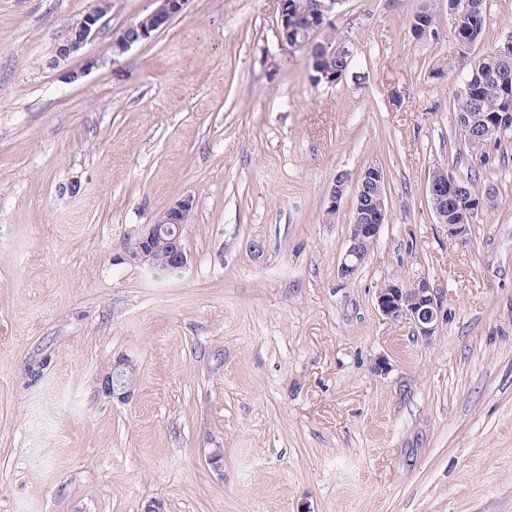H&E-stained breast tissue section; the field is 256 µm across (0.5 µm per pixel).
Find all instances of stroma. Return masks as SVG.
<instances>
[{
    "mask_svg": "<svg viewBox=\"0 0 512 512\" xmlns=\"http://www.w3.org/2000/svg\"><path fill=\"white\" fill-rule=\"evenodd\" d=\"M96 4L0 0V512H512V137L484 165L459 138L447 0H340L314 36L352 51L333 85L279 0H187L120 54L156 4L109 0L57 59ZM371 164L389 220L344 279L329 192ZM437 167L490 194L466 243ZM186 195L189 266L155 277L127 251ZM396 277L441 296L432 341L379 312ZM105 6L97 5L85 13L68 31L65 40L57 47L56 53L60 58H68L77 53L96 34L101 20L106 12ZM462 183L468 189L465 198H460L456 202L448 201V173L443 168L437 167L433 170L427 187L431 208L437 222L447 229L450 237L460 239L468 234L470 224L474 222L486 199L470 182L462 181ZM473 203L479 207L467 211L469 224H458L459 213L464 212ZM135 378V365L128 358L119 357L101 379L102 392L112 399L126 401L132 395Z\"/></svg>",
    "mask_w": 512,
    "mask_h": 512,
    "instance_id": "obj_1",
    "label": "stroma"
}]
</instances>
